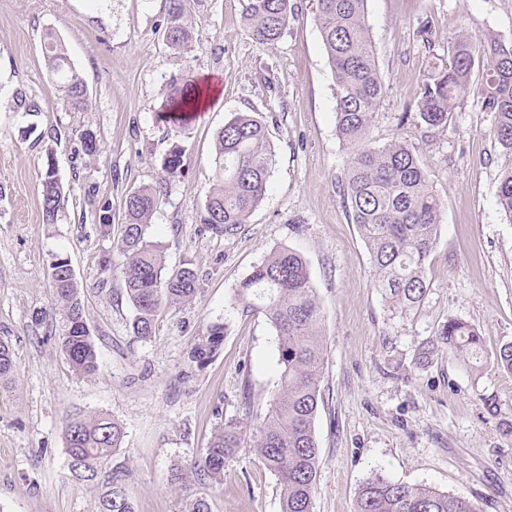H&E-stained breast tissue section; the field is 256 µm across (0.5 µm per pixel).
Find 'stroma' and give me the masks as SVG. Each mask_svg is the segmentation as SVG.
<instances>
[{"label":"stroma","mask_w":512,"mask_h":512,"mask_svg":"<svg viewBox=\"0 0 512 512\" xmlns=\"http://www.w3.org/2000/svg\"><path fill=\"white\" fill-rule=\"evenodd\" d=\"M275 46L256 44L241 0H188L193 40L164 38L165 0H0V341L15 362L0 382V512H98L100 482L74 476L65 424L110 414L124 431L108 466L121 470L135 512H280L275 476L252 448L223 483L193 474L217 428L255 426L279 389L276 331L265 313L234 300L238 284L273 250L308 263L323 321L322 401L314 422L319 468L314 512H355L360 485L381 475L466 498L480 512H512V374L474 375L447 348H432L451 318L473 325L487 352L512 342V220L497 204L504 157L494 115L463 99L446 127L425 131L413 114L423 74L448 40L477 47L512 40V0H367L387 93L369 137L414 148L442 202L425 299L390 309L369 252L339 194L351 154L336 135L333 79L315 0ZM53 34L87 85L86 111L62 99L43 57ZM211 80L219 92L187 127L158 118L171 77ZM38 101L30 116L16 92ZM265 123L275 157L268 191L247 224L217 235L204 224L215 183V135L234 113ZM98 143L82 147V131ZM182 150L181 175L151 218L167 271L197 275L188 302L164 304L150 338L132 329L117 235L100 231L103 206L120 226L125 196L154 184ZM54 161L67 202L42 220L41 182ZM67 255L100 357L95 376L73 372L60 348L50 261ZM111 255L114 269L100 259ZM45 320L34 321L36 312ZM224 341L203 364L189 353L211 325ZM430 358H422L424 348ZM498 400L490 414L485 397Z\"/></svg>","instance_id":"35a3bbf8"}]
</instances>
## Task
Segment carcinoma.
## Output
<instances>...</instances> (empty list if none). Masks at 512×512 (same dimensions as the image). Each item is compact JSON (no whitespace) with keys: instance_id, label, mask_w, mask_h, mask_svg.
Returning a JSON list of instances; mask_svg holds the SVG:
<instances>
[{"instance_id":"cac0c4a2","label":"carcinoma","mask_w":512,"mask_h":512,"mask_svg":"<svg viewBox=\"0 0 512 512\" xmlns=\"http://www.w3.org/2000/svg\"><path fill=\"white\" fill-rule=\"evenodd\" d=\"M320 30L334 78L336 131L351 152L341 182L343 204L369 251L378 288L387 303L407 310L420 304L427 290V264L437 244L442 203L429 174L403 140L372 146L369 133L375 112L386 94L368 24L367 0H315ZM294 7L291 0H242V15L252 40L262 46L278 43L285 35ZM165 37L169 46L183 48L192 41L186 0H167ZM43 55L64 100L75 112L84 110L88 91L70 63L60 41L46 37ZM448 59L429 66L416 104V116L428 129L448 125L461 99L472 94L482 110L495 116L494 137L505 164L497 204L512 219V42L492 39L477 48L463 35L448 42ZM486 60L481 81L473 83L477 58ZM188 76L172 77L161 113L185 126L195 109ZM13 109L26 115L41 111L39 103L18 93ZM216 183L206 197L204 224L226 234L247 223L262 203L273 165V151L265 124L252 112H237L215 136ZM182 152L176 148L164 158L162 169L181 170ZM166 178L127 194L117 242L123 257L124 292L135 310L132 329L152 335L155 317L167 302L188 301L197 292L195 272L184 267L165 273L159 246L150 240V217L166 196ZM65 202L64 188L47 161L42 180L43 223H54ZM64 329L61 348L73 371L92 376L99 369L95 343L86 330L83 304L76 280L62 269L51 282ZM235 300L267 316L278 336L280 388L268 413L252 431L230 420L215 433L197 460L195 474L214 480L224 476L226 462L245 443L264 460L280 488L281 512H313L319 448L314 421L321 401L324 345L322 315L308 266L289 248L272 251L242 282ZM224 326L213 325L194 344L191 360L202 364L221 347ZM436 343L481 372L488 364L483 337L469 323L450 319L438 331ZM493 365L512 374V343L493 354ZM14 369L10 347L0 342V378ZM123 430L110 417L98 414L74 417L65 427V451L71 473L87 481L120 447ZM99 512H134L123 476L106 482ZM356 512H477L468 499L446 492L374 476L360 486Z\"/></svg>"}]
</instances>
